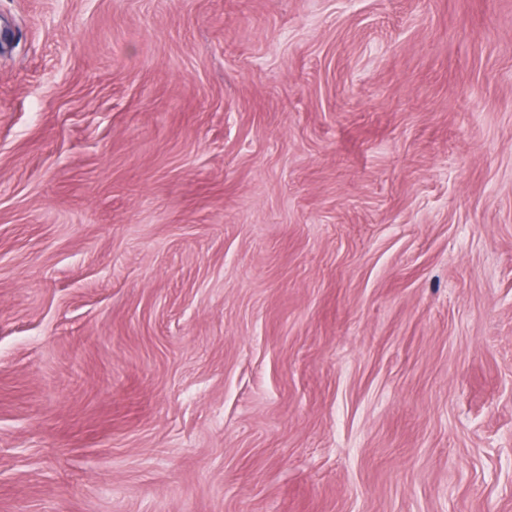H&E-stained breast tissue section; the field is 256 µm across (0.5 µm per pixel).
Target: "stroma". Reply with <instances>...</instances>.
Listing matches in <instances>:
<instances>
[{
    "instance_id": "35a3bbf8",
    "label": "stroma",
    "mask_w": 512,
    "mask_h": 512,
    "mask_svg": "<svg viewBox=\"0 0 512 512\" xmlns=\"http://www.w3.org/2000/svg\"><path fill=\"white\" fill-rule=\"evenodd\" d=\"M0 512H512V0H0Z\"/></svg>"
}]
</instances>
